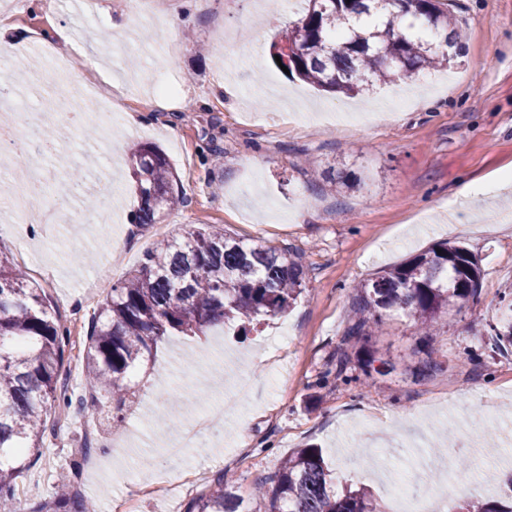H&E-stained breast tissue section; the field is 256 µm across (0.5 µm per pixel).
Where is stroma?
<instances>
[{"mask_svg":"<svg viewBox=\"0 0 512 512\" xmlns=\"http://www.w3.org/2000/svg\"><path fill=\"white\" fill-rule=\"evenodd\" d=\"M307 7L305 0H153L137 19L126 0H0V82L14 77L12 108L46 112L26 78L41 75L53 93L67 85L91 104L87 125L54 159L64 169L97 160V185H111L109 212L82 209L77 222L45 224L46 252L25 247L31 230L0 214V250L24 268L66 316L71 344L64 375L83 394L76 360L94 313L113 284L136 269L154 243L215 226L297 254L304 290L287 315L239 335L170 336L156 362L138 374L140 390L115 427L94 413L53 410L36 464L19 479L24 512H37L58 472L98 512L133 502L137 512H185L199 492L192 470L234 475L251 512L268 501L251 496L295 448L322 449L337 487H366L383 512L392 482L418 494L437 486L476 484L491 494L487 472L512 471V353L487 333L498 294L512 289V0H452L465 33L461 64L375 87L369 99L327 93L288 78L271 45ZM185 21L172 32V17ZM75 28L73 44L48 45L38 33ZM117 39H110V32ZM67 58L65 81L44 72L48 56ZM112 74L102 82L99 69ZM175 87L166 110L153 106L158 86ZM137 143L158 146L188 199L161 223L141 226L125 163ZM220 163H213V156ZM367 177L359 191L336 187L338 172ZM468 248L482 269L481 301L465 305L421 342L410 319L396 315L373 336L381 372L364 374L366 352L343 336L354 288L380 268L442 242ZM288 327L284 358L268 338ZM345 378L322 381L338 357ZM440 371L417 375L425 357ZM202 422L204 454L168 453L187 422ZM454 440L436 453L439 425Z\"/></svg>","mask_w":512,"mask_h":512,"instance_id":"stroma-1","label":"stroma"}]
</instances>
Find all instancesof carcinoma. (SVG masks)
<instances>
[{"mask_svg": "<svg viewBox=\"0 0 512 512\" xmlns=\"http://www.w3.org/2000/svg\"><path fill=\"white\" fill-rule=\"evenodd\" d=\"M305 15L282 31L288 47L282 65L290 74L325 91L369 92L427 69L451 65L465 53L462 30L445 0H307ZM129 164L140 204L136 224H156L183 203L178 181L164 154L151 144L135 147ZM482 270L467 249L439 243L404 262L379 270L352 298L354 320L343 341L367 345L395 311L418 326L419 335L454 309L480 300ZM305 280L294 253L261 240L245 242L220 229L198 230L180 239H162L93 317L83 369L93 406L121 425L126 401L136 390L128 377L152 362L158 342L175 334L204 333L233 324L243 333L261 320L288 312ZM498 304L502 317L492 338L512 346V290ZM69 328L50 308L41 288L0 252V512H21L17 480L39 455L55 405L76 400L61 370ZM85 405V398L77 400ZM498 500L470 498L452 512H512V476L494 477ZM269 496V512H382L364 487L336 491L322 450L306 445L288 455L273 476L256 484ZM241 500L219 473L186 512H238ZM39 512H96L74 490L54 488Z\"/></svg>", "mask_w": 512, "mask_h": 512, "instance_id": "obj_1", "label": "carcinoma"}]
</instances>
